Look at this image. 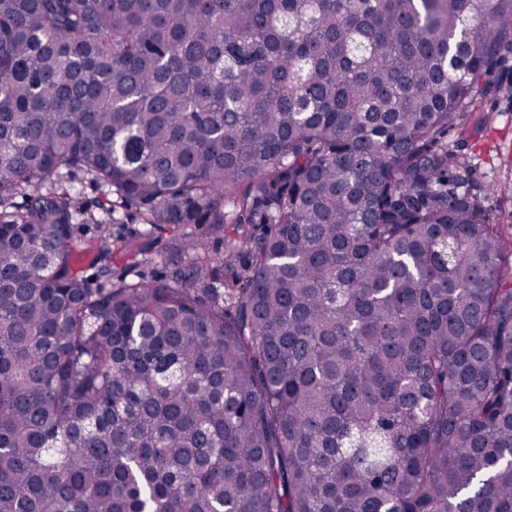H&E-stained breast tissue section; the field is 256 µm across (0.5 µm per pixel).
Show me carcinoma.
Returning a JSON list of instances; mask_svg holds the SVG:
<instances>
[{"label":"carcinoma","instance_id":"carcinoma-1","mask_svg":"<svg viewBox=\"0 0 512 512\" xmlns=\"http://www.w3.org/2000/svg\"><path fill=\"white\" fill-rule=\"evenodd\" d=\"M512 0H0V512H512V242L449 145ZM78 168L227 224L92 287Z\"/></svg>","mask_w":512,"mask_h":512}]
</instances>
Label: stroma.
I'll return each instance as SVG.
<instances>
[{
    "label": "stroma",
    "instance_id": "obj_1",
    "mask_svg": "<svg viewBox=\"0 0 512 512\" xmlns=\"http://www.w3.org/2000/svg\"><path fill=\"white\" fill-rule=\"evenodd\" d=\"M505 89L494 100V122L483 126L481 113H468L464 127L470 135L466 152L480 159L478 173L484 184L490 185L486 206L494 221L512 215V75L504 78ZM76 204L84 215L75 227L81 244L92 246L100 239L111 242V254L106 262L113 279L164 280L175 267L185 266L186 254L177 246L189 235L205 237L206 251L215 260H222L228 249L226 228L221 224H151L144 211L134 207L113 205L104 212L105 189L83 173L66 178Z\"/></svg>",
    "mask_w": 512,
    "mask_h": 512
}]
</instances>
